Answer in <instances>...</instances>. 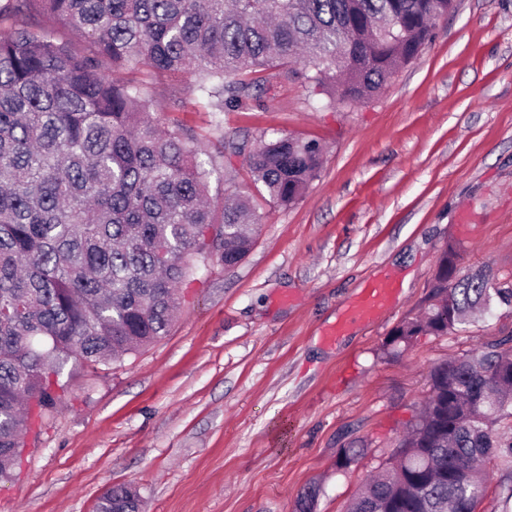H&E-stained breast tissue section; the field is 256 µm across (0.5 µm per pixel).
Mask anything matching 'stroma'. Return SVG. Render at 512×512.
Returning a JSON list of instances; mask_svg holds the SVG:
<instances>
[{"label": "stroma", "mask_w": 512, "mask_h": 512, "mask_svg": "<svg viewBox=\"0 0 512 512\" xmlns=\"http://www.w3.org/2000/svg\"><path fill=\"white\" fill-rule=\"evenodd\" d=\"M193 81L147 91L154 117L215 154L212 196L256 191L243 158L215 153L227 132L316 140L317 175L293 207L260 201L251 251L200 269L166 336L113 364L67 365L63 402L0 482V512H94L123 484L141 512H295L311 485L313 512H345L427 398L431 366L512 331L495 302L466 333L388 353L429 303L444 251L459 274L512 287V0H456L418 58L351 106L295 78L208 112ZM384 279L398 286L389 305L347 323ZM344 448L363 454L340 471Z\"/></svg>", "instance_id": "35a3bbf8"}]
</instances>
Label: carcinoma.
Returning <instances> with one entry per match:
<instances>
[{"label":"carcinoma","instance_id":"carcinoma-1","mask_svg":"<svg viewBox=\"0 0 512 512\" xmlns=\"http://www.w3.org/2000/svg\"><path fill=\"white\" fill-rule=\"evenodd\" d=\"M452 0H0V480L60 401L71 360L110 364L166 335L181 287L216 260L238 265L260 215L240 194L217 207L211 170L178 124L151 115L127 69L196 74L213 112L299 75L348 105L377 92L433 38ZM88 43L78 51L48 22ZM259 193L289 208L320 165L315 140L227 133ZM511 288L458 277L440 259L431 302L397 326L391 354L450 336ZM422 412L347 512H477L493 463L512 479V334L429 371ZM96 512H139L111 488Z\"/></svg>","mask_w":512,"mask_h":512}]
</instances>
